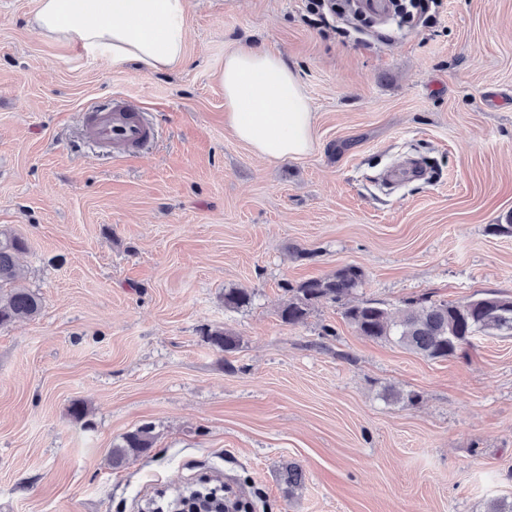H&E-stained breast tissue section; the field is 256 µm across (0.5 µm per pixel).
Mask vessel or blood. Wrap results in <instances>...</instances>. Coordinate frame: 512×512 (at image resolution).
Wrapping results in <instances>:
<instances>
[{"mask_svg": "<svg viewBox=\"0 0 512 512\" xmlns=\"http://www.w3.org/2000/svg\"><path fill=\"white\" fill-rule=\"evenodd\" d=\"M82 131L85 141L111 148L119 157L140 153L155 135L144 112L132 108L120 95L113 96L106 106L86 109Z\"/></svg>", "mask_w": 512, "mask_h": 512, "instance_id": "b4317fda", "label": "vessel or blood"}]
</instances>
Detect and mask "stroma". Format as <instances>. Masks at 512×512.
Here are the masks:
<instances>
[{"label": "stroma", "instance_id": "obj_1", "mask_svg": "<svg viewBox=\"0 0 512 512\" xmlns=\"http://www.w3.org/2000/svg\"><path fill=\"white\" fill-rule=\"evenodd\" d=\"M0 0V229L24 236L36 319L0 328V512H143L201 474H249L254 512H484L512 499V337L431 360L284 283L353 265L355 296L512 295V0H444L434 27L323 36L302 0H190L188 62L111 65ZM238 45L281 53L313 150L268 163L224 123ZM121 94L158 138L124 159L80 114ZM251 306L230 310L224 292ZM237 334L214 350L202 327ZM331 335H324V328ZM417 392L406 406L396 393ZM84 401L87 423L71 419ZM155 446L116 468L141 425ZM304 479L286 493L281 475Z\"/></svg>", "mask_w": 512, "mask_h": 512}]
</instances>
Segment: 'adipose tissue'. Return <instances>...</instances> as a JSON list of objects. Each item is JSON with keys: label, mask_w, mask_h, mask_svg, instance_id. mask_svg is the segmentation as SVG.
<instances>
[{"label": "adipose tissue", "mask_w": 512, "mask_h": 512, "mask_svg": "<svg viewBox=\"0 0 512 512\" xmlns=\"http://www.w3.org/2000/svg\"><path fill=\"white\" fill-rule=\"evenodd\" d=\"M188 6L189 0H39L31 25L113 65L134 62L146 72L167 73L187 61ZM216 77L224 121L255 155L275 163L312 150L315 114L282 55L238 46L225 53Z\"/></svg>", "instance_id": "ef3b65f1"}]
</instances>
